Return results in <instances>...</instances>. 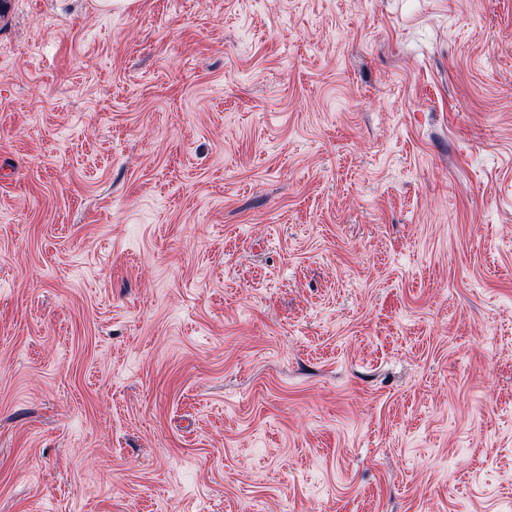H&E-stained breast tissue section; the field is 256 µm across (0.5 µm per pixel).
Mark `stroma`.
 Masks as SVG:
<instances>
[{"label":"stroma","mask_w":512,"mask_h":512,"mask_svg":"<svg viewBox=\"0 0 512 512\" xmlns=\"http://www.w3.org/2000/svg\"><path fill=\"white\" fill-rule=\"evenodd\" d=\"M0 512H512V0H8Z\"/></svg>","instance_id":"obj_1"}]
</instances>
